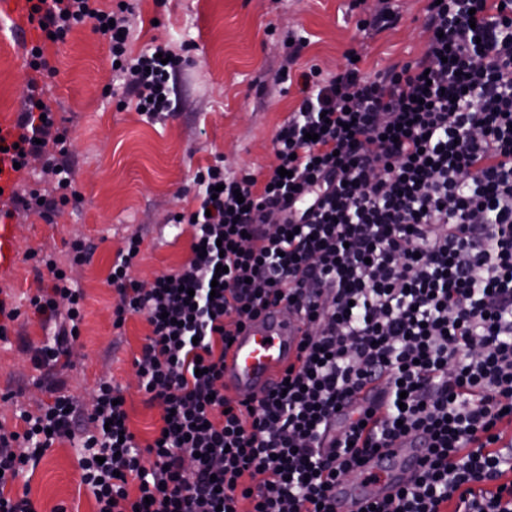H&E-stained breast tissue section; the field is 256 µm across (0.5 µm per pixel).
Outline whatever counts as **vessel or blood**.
I'll use <instances>...</instances> for the list:
<instances>
[{
	"label": "vessel or blood",
	"instance_id": "b4317fda",
	"mask_svg": "<svg viewBox=\"0 0 512 512\" xmlns=\"http://www.w3.org/2000/svg\"><path fill=\"white\" fill-rule=\"evenodd\" d=\"M11 22L10 33L18 39L32 37L29 0H0V19ZM16 259L14 227L0 220V273ZM302 325L279 310H270L237 336L224 362V386L243 395H262L280 379L295 354ZM422 454L418 441L405 439L389 455L372 459L367 468L382 472L375 484L345 482L336 490L337 512H361L368 501L391 495L416 468Z\"/></svg>",
	"mask_w": 512,
	"mask_h": 512
}]
</instances>
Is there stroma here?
I'll list each match as a JSON object with an SVG mask.
<instances>
[{
	"mask_svg": "<svg viewBox=\"0 0 512 512\" xmlns=\"http://www.w3.org/2000/svg\"><path fill=\"white\" fill-rule=\"evenodd\" d=\"M130 48L167 42L184 59L173 84V112L150 120L134 106L118 108L112 91L121 85L108 45L92 23L76 25L64 42L48 46L53 75L34 76L22 46L0 40V114H18L30 78L70 131L79 201L59 206L53 218L36 210L16 211L17 256L0 275V299L19 317L0 339V425L22 430L21 412L38 414L51 400L39 387L43 370L31 357L49 330L34 316L29 300L42 281L35 267L53 256L84 293L80 337L67 367L58 368L66 393L90 406L98 381L118 386L127 402L129 426L139 441L151 440L161 409L139 390L133 361L149 332L144 316L114 328L117 294L108 282L112 263L127 240L138 236L141 251L131 273L140 281L169 272L190 255L189 225L172 228L177 213L198 206L192 182L201 167L222 161L226 170L266 171L274 161L272 140L299 104L297 81L281 82L279 70L288 40L308 39L297 69L317 65L333 74L345 54L363 55L371 74L420 57L427 35L428 0H392L399 23L378 33L359 30L363 17L353 0H131ZM90 241L95 252L74 262L73 239ZM80 450L62 439L46 451L34 471L13 484L28 492L36 512H95V500L81 482Z\"/></svg>",
	"mask_w": 512,
	"mask_h": 512,
	"instance_id": "1",
	"label": "stroma"
}]
</instances>
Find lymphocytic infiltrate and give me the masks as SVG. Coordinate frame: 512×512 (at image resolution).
<instances>
[{
  "label": "lymphocytic infiltrate",
  "mask_w": 512,
  "mask_h": 512,
  "mask_svg": "<svg viewBox=\"0 0 512 512\" xmlns=\"http://www.w3.org/2000/svg\"><path fill=\"white\" fill-rule=\"evenodd\" d=\"M95 2L36 0L29 69L50 72L45 43L89 22L136 108L171 111L181 57L166 44L132 55L131 7ZM423 27L417 61L301 71L264 178L197 169L201 203L181 218L194 250L178 269L137 281L141 241H127L108 276L113 325L145 316L135 374L170 418L142 445L110 382L85 414L44 381L51 403L22 413L23 431L0 427V512H32L7 486L75 438L96 512H336L337 484L411 434L427 451L419 468L364 512H512V0L431 2ZM41 100L29 80L19 162L45 156L60 196L8 201L50 214L74 187L68 130ZM42 264L50 284L30 304L55 332L33 362L51 372L77 340L84 294ZM277 305L305 326L288 381L228 397L232 339Z\"/></svg>",
  "instance_id": "obj_1"
}]
</instances>
